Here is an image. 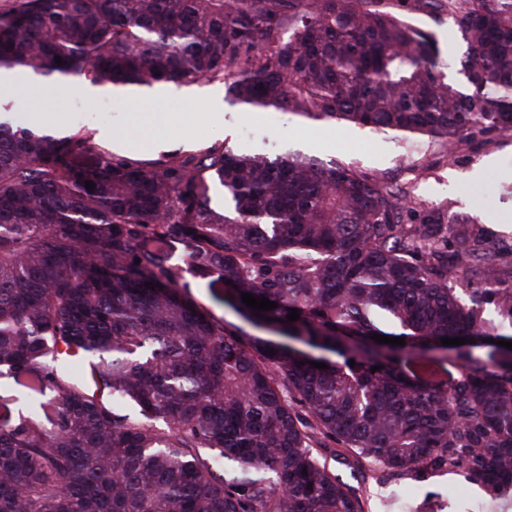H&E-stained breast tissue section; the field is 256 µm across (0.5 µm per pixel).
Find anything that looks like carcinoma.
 <instances>
[{"label": "carcinoma", "mask_w": 512, "mask_h": 512, "mask_svg": "<svg viewBox=\"0 0 512 512\" xmlns=\"http://www.w3.org/2000/svg\"><path fill=\"white\" fill-rule=\"evenodd\" d=\"M412 13L448 14L458 77ZM0 71L219 83L248 111L451 151L512 132V0H12ZM410 199L300 151L129 156L0 121V512H368L328 441L352 468L459 470L512 502L503 256L452 209L404 229ZM185 272L277 339L204 313Z\"/></svg>", "instance_id": "obj_1"}]
</instances>
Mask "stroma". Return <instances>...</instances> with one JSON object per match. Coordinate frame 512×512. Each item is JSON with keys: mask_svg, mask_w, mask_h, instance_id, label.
Wrapping results in <instances>:
<instances>
[{"mask_svg": "<svg viewBox=\"0 0 512 512\" xmlns=\"http://www.w3.org/2000/svg\"><path fill=\"white\" fill-rule=\"evenodd\" d=\"M87 83H47L9 95L10 118L22 126L59 125L60 129H110L129 155H151L176 147L192 148L215 140L238 151L264 149L277 154L294 148L324 159L343 157L359 170L414 186L412 221L452 206L476 218L492 235L491 249L512 250V135L472 141L454 153L426 140L405 142L390 134L300 119L282 112H246L224 98L218 84L195 82L167 92L165 86L139 89L137 97H94ZM328 465L345 482L366 488L370 512H387L386 499L401 491L408 512H512L490 500L462 474L434 473L424 481L351 472L334 455Z\"/></svg>", "mask_w": 512, "mask_h": 512, "instance_id": "obj_1", "label": "stroma"}]
</instances>
